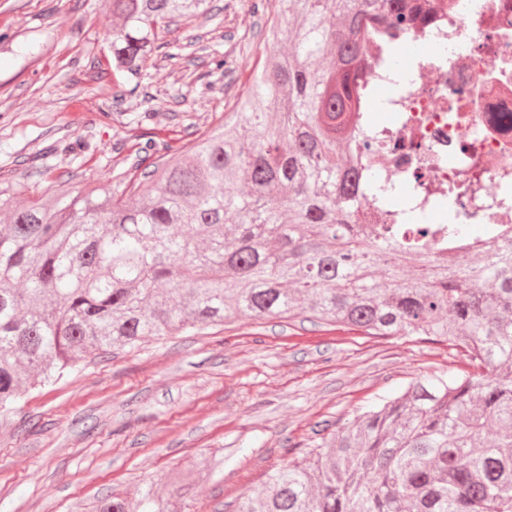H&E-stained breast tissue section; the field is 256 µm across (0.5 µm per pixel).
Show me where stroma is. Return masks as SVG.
I'll return each instance as SVG.
<instances>
[{
	"label": "stroma",
	"instance_id": "obj_1",
	"mask_svg": "<svg viewBox=\"0 0 512 512\" xmlns=\"http://www.w3.org/2000/svg\"><path fill=\"white\" fill-rule=\"evenodd\" d=\"M258 0L182 25L143 77L107 65L109 0H0V195L51 200L113 190L147 143L187 152L252 84L266 11ZM84 141L85 150H70ZM438 340L373 337L296 317L242 318L97 355L0 413V512H97L145 487L186 488L182 512H231L302 458L319 424H342L426 374L458 367Z\"/></svg>",
	"mask_w": 512,
	"mask_h": 512
}]
</instances>
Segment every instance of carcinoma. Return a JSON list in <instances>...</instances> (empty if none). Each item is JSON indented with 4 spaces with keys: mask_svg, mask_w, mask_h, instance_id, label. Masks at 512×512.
<instances>
[{
    "mask_svg": "<svg viewBox=\"0 0 512 512\" xmlns=\"http://www.w3.org/2000/svg\"><path fill=\"white\" fill-rule=\"evenodd\" d=\"M414 0H277L262 73L184 158L165 146L104 195L0 198V410L87 358L223 323L311 319L367 336H439L465 368L425 376L270 473L233 512H512V239L461 224L358 223L396 190L358 168L364 18ZM207 0H110L114 76H140ZM250 192L241 191V185ZM473 239L448 263L446 235ZM413 263L420 277L406 280ZM148 488L99 512H178Z\"/></svg>",
    "mask_w": 512,
    "mask_h": 512,
    "instance_id": "carcinoma-1",
    "label": "carcinoma"
}]
</instances>
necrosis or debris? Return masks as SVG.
Returning <instances> with one entry per match:
<instances>
[{"mask_svg":"<svg viewBox=\"0 0 512 512\" xmlns=\"http://www.w3.org/2000/svg\"><path fill=\"white\" fill-rule=\"evenodd\" d=\"M426 2L402 30L382 11L367 19L358 81L389 120L357 152L427 223L455 195L452 223L512 224V0Z\"/></svg>","mask_w":512,"mask_h":512,"instance_id":"necrosis-or-debris-1","label":"necrosis or debris"}]
</instances>
